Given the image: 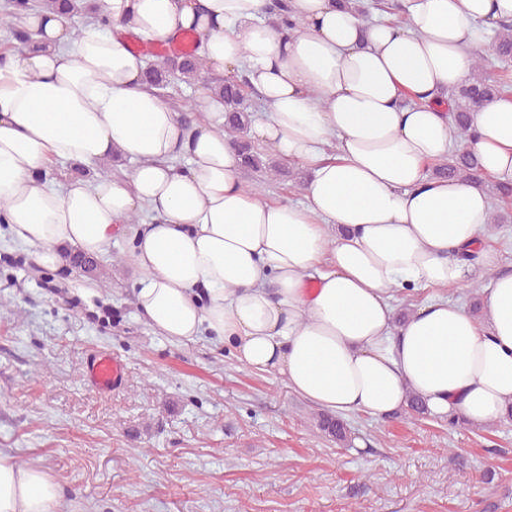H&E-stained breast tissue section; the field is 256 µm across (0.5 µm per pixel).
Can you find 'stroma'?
I'll use <instances>...</instances> for the list:
<instances>
[{"label": "stroma", "instance_id": "1", "mask_svg": "<svg viewBox=\"0 0 512 512\" xmlns=\"http://www.w3.org/2000/svg\"><path fill=\"white\" fill-rule=\"evenodd\" d=\"M164 93L199 122L203 86ZM130 234L90 277L41 269L0 223V453L59 485L55 512H512V419L346 415L348 442L276 374L208 339L177 343L140 314ZM127 363L103 394L88 357Z\"/></svg>", "mask_w": 512, "mask_h": 512}]
</instances>
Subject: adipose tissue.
Masks as SVG:
<instances>
[{
  "mask_svg": "<svg viewBox=\"0 0 512 512\" xmlns=\"http://www.w3.org/2000/svg\"><path fill=\"white\" fill-rule=\"evenodd\" d=\"M112 25L73 35L43 9L22 20L40 47L0 66V216L36 262L61 248L98 256L131 226L133 285L148 324L174 342L207 336L245 367L277 373L333 413L386 417L415 394L439 418L483 424L512 404V274L487 243L486 184H512V96L473 114L469 135L448 116L475 51L512 0H399L396 20H365L335 0H104ZM200 36L207 70L244 71L268 106L252 135L305 172V201L246 190L224 106L185 127L143 90L129 38ZM474 152L479 181L434 175ZM126 178L96 174L112 156ZM93 177L56 190V161ZM477 252L476 262L465 261ZM488 281L485 316L445 298L397 318L392 291ZM60 490L37 467L0 454V512H54Z\"/></svg>",
  "mask_w": 512,
  "mask_h": 512,
  "instance_id": "adipose-tissue-1",
  "label": "adipose tissue"
}]
</instances>
